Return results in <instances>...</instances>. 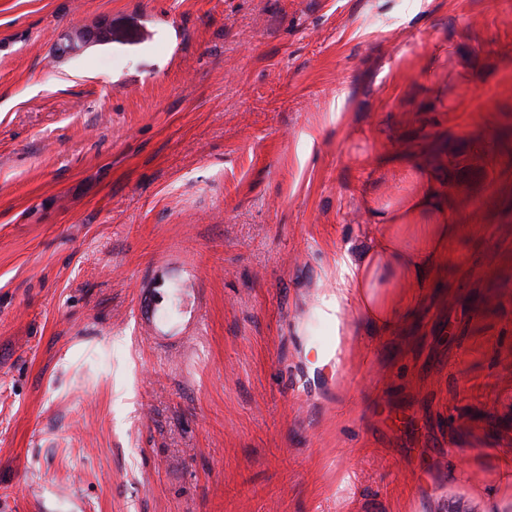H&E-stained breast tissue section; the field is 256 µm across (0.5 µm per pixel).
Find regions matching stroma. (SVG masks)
I'll use <instances>...</instances> for the list:
<instances>
[{"label":"stroma","mask_w":512,"mask_h":512,"mask_svg":"<svg viewBox=\"0 0 512 512\" xmlns=\"http://www.w3.org/2000/svg\"><path fill=\"white\" fill-rule=\"evenodd\" d=\"M112 41L61 56L66 33ZM455 262L310 371L370 205ZM512 458V0H0V512H482Z\"/></svg>","instance_id":"35a3bbf8"}]
</instances>
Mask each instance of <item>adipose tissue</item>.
<instances>
[{
  "instance_id": "1",
  "label": "adipose tissue",
  "mask_w": 512,
  "mask_h": 512,
  "mask_svg": "<svg viewBox=\"0 0 512 512\" xmlns=\"http://www.w3.org/2000/svg\"><path fill=\"white\" fill-rule=\"evenodd\" d=\"M414 179L413 193L374 210L360 243L338 253L334 292L310 302L309 311L333 331L327 346L304 345L301 355L311 368L340 366L348 341L364 328L391 331L443 273L459 226L433 175L418 169Z\"/></svg>"
}]
</instances>
